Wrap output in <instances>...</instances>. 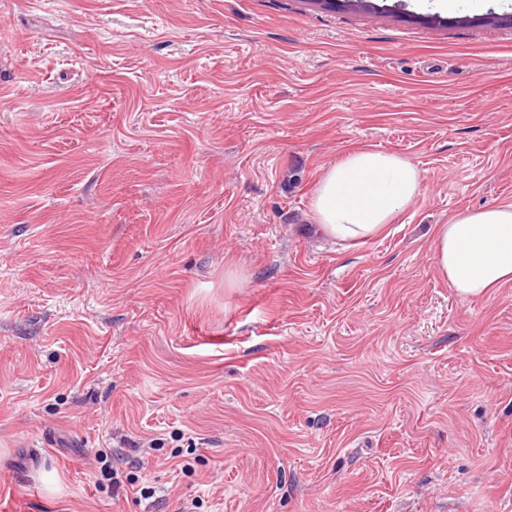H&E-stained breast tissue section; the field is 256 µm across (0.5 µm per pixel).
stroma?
I'll return each mask as SVG.
<instances>
[{"instance_id": "stroma-1", "label": "stroma", "mask_w": 512, "mask_h": 512, "mask_svg": "<svg viewBox=\"0 0 512 512\" xmlns=\"http://www.w3.org/2000/svg\"><path fill=\"white\" fill-rule=\"evenodd\" d=\"M381 2L0 0V512H512V283L430 252L512 203V2ZM358 147L423 188L347 248ZM421 190L422 172L407 158L381 149H357L326 171L311 210L321 232L357 245L392 224Z\"/></svg>"}]
</instances>
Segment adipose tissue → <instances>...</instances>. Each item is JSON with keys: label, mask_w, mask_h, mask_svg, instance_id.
Returning <instances> with one entry per match:
<instances>
[{"label": "adipose tissue", "mask_w": 512, "mask_h": 512, "mask_svg": "<svg viewBox=\"0 0 512 512\" xmlns=\"http://www.w3.org/2000/svg\"><path fill=\"white\" fill-rule=\"evenodd\" d=\"M422 190V172L381 149L346 153L318 183L311 210L321 232L357 245L380 234ZM431 260L461 297L492 296L512 283V204L459 211L437 225Z\"/></svg>", "instance_id": "adipose-tissue-1"}]
</instances>
